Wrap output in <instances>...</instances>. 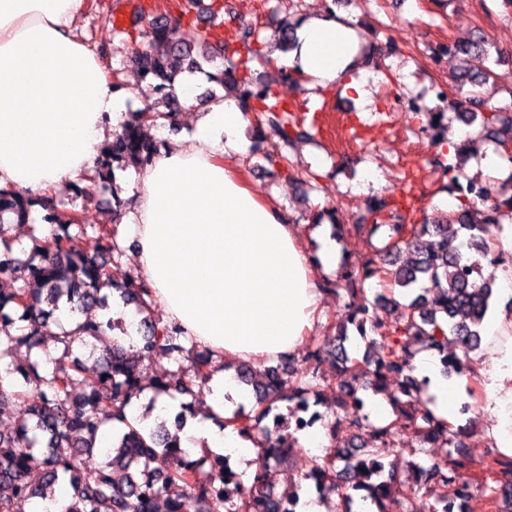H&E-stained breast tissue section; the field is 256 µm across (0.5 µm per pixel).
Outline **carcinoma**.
<instances>
[{
	"label": "carcinoma",
	"mask_w": 512,
	"mask_h": 512,
	"mask_svg": "<svg viewBox=\"0 0 512 512\" xmlns=\"http://www.w3.org/2000/svg\"><path fill=\"white\" fill-rule=\"evenodd\" d=\"M133 24L144 28L148 46L136 52L132 62L167 89L162 103L168 111L161 113L155 105L143 108L134 113L121 132L113 134L107 154L91 178L94 187L105 188L113 183L116 164L137 170L147 166L158 153V145L143 139L141 130L149 120L177 114V77L203 71L202 63L213 62L217 54L225 56L226 47L211 44V34L206 31L198 32L195 42L185 41L180 16L162 21L150 19L138 10ZM295 32L296 26L283 24L278 34L282 50L295 46ZM209 81L222 87L232 83L241 109L265 113L270 130L283 144L289 146L294 138L307 134L305 130L289 129L288 110L272 87L264 83L259 91H252L255 80L237 73L235 63L228 62ZM484 104L476 91L458 102L465 109L467 124L476 125V138L496 145L512 140V112H482ZM469 157L467 144L456 147V163L448 165V171L453 173L451 182L456 186L464 177ZM38 204L49 211L48 221L58 225L59 231L50 238H41L35 228H30L29 259L0 262V273L22 281L15 292L0 296V310L8 305L18 307L29 321L28 332L16 336L11 322L0 320V357L23 346L30 351L39 348L44 338L51 336L62 345L64 359L72 355L74 344L90 338L102 343L101 369L89 375L76 358L67 366L57 362L51 369L31 361L23 370V389L12 383L3 384L0 376V512H15L22 501L47 499L48 491L62 480L69 482L73 494L68 504L60 506L61 512H154L156 496L166 498V512H181V499L187 491L201 504L200 512H281L283 497L275 491L276 469L289 458L301 477L313 481L319 492L338 495L343 504L340 512H351L353 492L360 490L368 493L378 512H388L409 488L432 500V512H448V503L458 497L469 501L467 512H480L484 504L498 499L507 506V512H512V458L495 460L490 467L491 476L481 483L463 477L468 448L447 421L436 418L426 408L414 406V393L426 386L427 380L413 375L410 365V349L417 344L442 351L451 340L465 354L479 347L480 327L493 289L479 280L477 255L482 239L476 234L475 205L484 207L485 224L511 221V185L485 184L479 195L464 196L459 209L441 223L389 225L388 241L375 250V257L357 273L344 269L336 282V297H341L343 290L349 297L345 302L349 323L357 325L363 338L367 337V326L378 331L380 337L378 343L369 341L372 358L359 362L348 356L344 345L347 325L337 328L336 378L346 392L342 404H360L368 388L384 392L398 409L394 420L365 429L356 417L351 422V447L331 449L321 457L300 454L296 438L290 435V424L294 406L324 393L318 372L309 376L281 362L255 378L250 366L239 365L240 378L255 385L258 406L254 415L243 416L239 433L256 432L266 442L256 473L248 477L234 472L222 454L204 450L197 459L190 460L177 437L147 432L140 423L127 419L126 408L132 398L143 392V358L111 335L118 329L115 320L99 318L90 310L109 308L108 294L104 293L107 288L116 291L124 302L136 304L142 315L140 332L152 350L163 355L183 350L180 334L167 326L158 327L146 316L151 289L145 282L126 288L106 277L104 257L114 256L118 249L113 230L99 229L101 256L86 255L73 243L70 233L71 227H82L75 215L57 210L52 199L41 204L0 188V216L14 215L15 224L29 223L31 208ZM406 207L412 208V203L372 196L365 201V211L374 218V224H357L355 228L358 233L371 236L376 230L375 222L392 218ZM459 239L466 241L468 252L448 248L449 243ZM371 278L388 281L402 298L425 279L437 291L439 300L431 307L420 295L407 303L394 298V319L383 323L370 314L364 289L356 287ZM60 311L74 319L75 328L55 334L50 324H59ZM191 368L186 380L154 378L153 390L157 394L189 392L196 380H206L214 371L210 353H195ZM276 402L287 403V414L275 415L271 428L261 426ZM109 420L123 423L124 428L113 435L112 445L103 449V465L88 469L82 456L96 449L100 428ZM403 432L418 443L443 441L448 445L447 461L429 465L413 461L416 480L401 479L390 457L398 453L396 438ZM33 468L43 471L39 486L28 481ZM118 468L125 471L119 483L112 477Z\"/></svg>",
	"instance_id": "carcinoma-1"
}]
</instances>
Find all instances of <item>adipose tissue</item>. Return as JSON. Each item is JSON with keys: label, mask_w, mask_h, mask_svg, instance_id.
Returning a JSON list of instances; mask_svg holds the SVG:
<instances>
[{"label": "adipose tissue", "mask_w": 512, "mask_h": 512, "mask_svg": "<svg viewBox=\"0 0 512 512\" xmlns=\"http://www.w3.org/2000/svg\"><path fill=\"white\" fill-rule=\"evenodd\" d=\"M84 0H0V188L32 198L91 175L105 142L126 121L125 100L114 92L98 55L75 33ZM284 66L308 78V89L366 69L352 27L328 13L305 17ZM364 96L361 84L347 82ZM249 116L234 97L211 104L193 136L161 148L141 173V188L121 225L136 246L138 276L185 342L213 358L254 365L294 355L313 333L321 312L322 273L335 269L327 245L311 259L298 229L242 179L236 155ZM487 350L474 356L468 378L483 393L489 420L483 439L512 456V314L485 322ZM429 379V406L458 429L456 389L435 351L413 359ZM197 415L179 437L234 462L254 461L259 443L220 427L213 414L228 402L255 403L231 374L217 371Z\"/></svg>", "instance_id": "1"}]
</instances>
